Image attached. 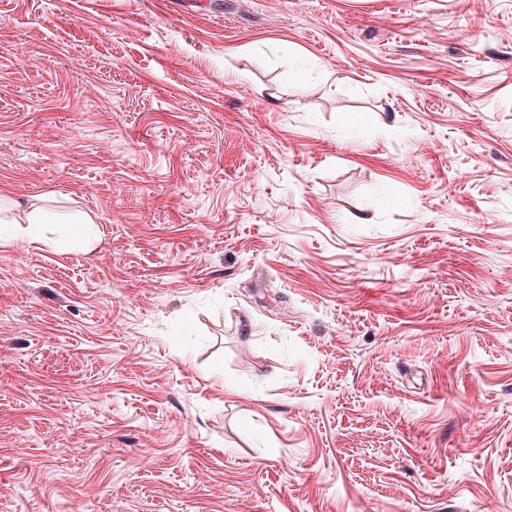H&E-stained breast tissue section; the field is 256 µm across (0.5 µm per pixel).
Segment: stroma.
I'll return each instance as SVG.
<instances>
[{
  "mask_svg": "<svg viewBox=\"0 0 512 512\" xmlns=\"http://www.w3.org/2000/svg\"><path fill=\"white\" fill-rule=\"evenodd\" d=\"M0 512H512V0H0ZM8 199L2 201L0 195V243H46L43 224H47L45 213L40 207L28 205L24 218L8 217L5 212ZM21 224H26L22 226ZM68 223L64 224V227L50 240L52 247L62 253L83 250L89 243L90 238L95 236V231L86 226L92 224V221H88L82 216Z\"/></svg>",
  "mask_w": 512,
  "mask_h": 512,
  "instance_id": "1",
  "label": "stroma"
}]
</instances>
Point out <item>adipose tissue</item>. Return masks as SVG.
<instances>
[{"mask_svg":"<svg viewBox=\"0 0 512 512\" xmlns=\"http://www.w3.org/2000/svg\"><path fill=\"white\" fill-rule=\"evenodd\" d=\"M8 203L0 200V243H42L50 242L62 253L78 252L89 243L93 231L88 228L86 218H77L64 225L53 239H46L43 226L47 219L40 207L29 206L24 218L7 216Z\"/></svg>","mask_w":512,"mask_h":512,"instance_id":"1","label":"adipose tissue"}]
</instances>
